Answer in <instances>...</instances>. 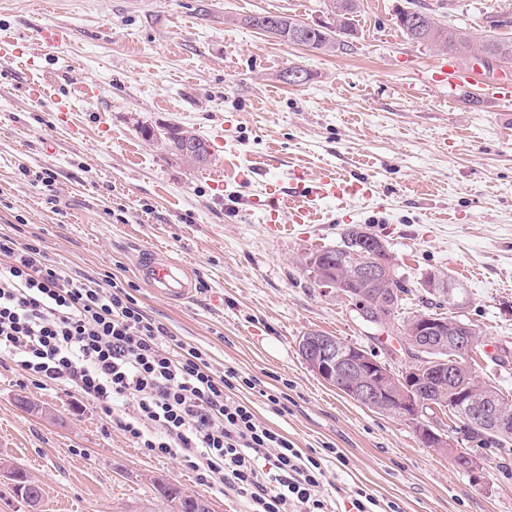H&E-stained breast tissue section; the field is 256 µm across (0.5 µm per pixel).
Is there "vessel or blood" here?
Here are the masks:
<instances>
[{
    "label": "vessel or blood",
    "mask_w": 512,
    "mask_h": 512,
    "mask_svg": "<svg viewBox=\"0 0 512 512\" xmlns=\"http://www.w3.org/2000/svg\"><path fill=\"white\" fill-rule=\"evenodd\" d=\"M437 81L457 88L468 84L474 77L472 71L456 68L451 59H441L435 67ZM292 181L298 188L295 199L284 202L276 187H268L263 201L269 212L278 214L288 212L291 223L310 224L314 221L313 201L322 198L344 200L347 198L365 197L371 194L372 188L367 180L350 178L327 169L318 178H309L301 171L293 172ZM135 270L138 277L159 294L174 302L192 299L197 290L198 282L190 270L181 262L161 257L149 248L138 253Z\"/></svg>",
    "instance_id": "1"
}]
</instances>
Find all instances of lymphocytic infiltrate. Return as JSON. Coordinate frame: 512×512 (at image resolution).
Wrapping results in <instances>:
<instances>
[{
  "mask_svg": "<svg viewBox=\"0 0 512 512\" xmlns=\"http://www.w3.org/2000/svg\"><path fill=\"white\" fill-rule=\"evenodd\" d=\"M0 356L35 383L92 398L137 447L198 459L249 512H330L317 451L297 448L240 397L255 379L216 370L148 315L130 284L50 264L39 241L4 233ZM126 404L132 412L120 414Z\"/></svg>",
  "mask_w": 512,
  "mask_h": 512,
  "instance_id": "lymphocytic-infiltrate-1",
  "label": "lymphocytic infiltrate"
}]
</instances>
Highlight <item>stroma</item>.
<instances>
[{
    "mask_svg": "<svg viewBox=\"0 0 512 512\" xmlns=\"http://www.w3.org/2000/svg\"><path fill=\"white\" fill-rule=\"evenodd\" d=\"M436 19L476 37L512 17V0H421ZM406 0H362L352 51L326 55L242 25L284 13L314 23L325 0H0V233L40 240L51 263L134 280L136 249L184 260L195 297L175 305L145 285L141 308L217 369L258 379L260 421L299 448L331 445L336 485H365L401 512H512V453L478 472L425 447L414 425L344 395L312 372L299 341L321 331L375 351L393 371L413 358L396 328L364 321L307 272V252L360 226L385 242L398 277L459 281L464 318L480 333L479 382L512 399V130L487 96L499 66L467 94L434 81L440 52L396 25ZM55 24L64 40L44 47ZM298 66V86L283 74ZM206 138L192 165L160 137L169 125ZM155 137H148V130ZM369 179L372 195L316 203V221L273 233L266 183L292 168ZM52 171L44 186L35 172ZM251 171L241 188L238 175ZM286 395L287 412L268 395ZM39 481L37 508L0 476V512H134L157 502L151 478L181 483L215 512L244 501L203 481L189 458L135 447L92 400L38 385L0 358V458Z\"/></svg>",
    "mask_w": 512,
    "mask_h": 512,
    "instance_id": "35a3bbf8",
    "label": "stroma"
}]
</instances>
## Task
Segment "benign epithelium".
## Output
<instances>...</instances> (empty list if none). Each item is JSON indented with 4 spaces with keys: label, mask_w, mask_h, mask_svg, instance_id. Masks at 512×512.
Segmentation results:
<instances>
[{
    "label": "benign epithelium",
    "mask_w": 512,
    "mask_h": 512,
    "mask_svg": "<svg viewBox=\"0 0 512 512\" xmlns=\"http://www.w3.org/2000/svg\"><path fill=\"white\" fill-rule=\"evenodd\" d=\"M185 131L180 156L192 163L209 160L210 152L198 145L193 130L187 127ZM355 236L357 249L351 251V270L364 281L366 288L353 295L350 301L364 317L377 306H388L391 295L381 287L396 280V275L392 264L375 267L364 260L369 254L386 250L378 237L359 228ZM411 332L408 340L420 350L440 349L449 344L454 352L453 367L423 361L397 374L371 352L317 331L301 338V350L304 361L319 378L365 406L410 420L430 448L458 452L447 437L436 432L425 420L428 406L436 409L449 403L468 421L497 431L512 429V410L498 404L488 388L458 383L463 371L468 369V354L474 345L470 326L457 320L440 322L421 315L415 319Z\"/></svg>",
    "instance_id": "obj_1"
}]
</instances>
